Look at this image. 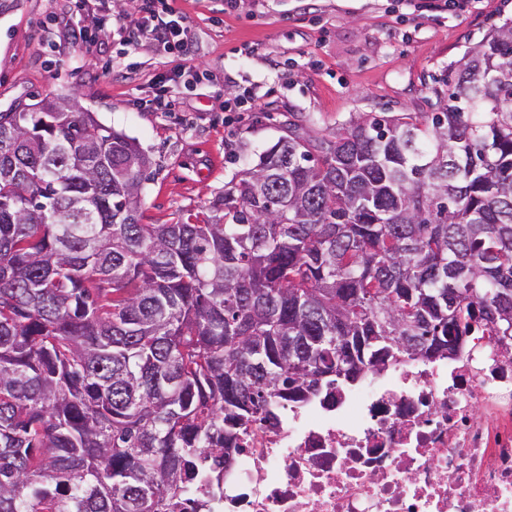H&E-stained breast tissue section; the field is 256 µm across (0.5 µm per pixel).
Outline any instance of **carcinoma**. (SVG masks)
I'll return each mask as SVG.
<instances>
[{
    "instance_id": "obj_1",
    "label": "carcinoma",
    "mask_w": 512,
    "mask_h": 512,
    "mask_svg": "<svg viewBox=\"0 0 512 512\" xmlns=\"http://www.w3.org/2000/svg\"><path fill=\"white\" fill-rule=\"evenodd\" d=\"M437 84L289 129L195 224L141 223L144 150L77 102L0 112V512H200L278 404L512 336V19Z\"/></svg>"
}]
</instances>
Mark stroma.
<instances>
[{"instance_id": "35a3bbf8", "label": "stroma", "mask_w": 512, "mask_h": 512, "mask_svg": "<svg viewBox=\"0 0 512 512\" xmlns=\"http://www.w3.org/2000/svg\"><path fill=\"white\" fill-rule=\"evenodd\" d=\"M173 0L184 51L126 44L138 0H0V112L77 98L138 140L152 166L142 183L146 224L196 222L224 186L296 124L326 137L351 114L436 111L435 80L503 19L512 0ZM97 35L74 59L79 33ZM179 105L145 108L159 85ZM249 91L245 111L225 101Z\"/></svg>"}]
</instances>
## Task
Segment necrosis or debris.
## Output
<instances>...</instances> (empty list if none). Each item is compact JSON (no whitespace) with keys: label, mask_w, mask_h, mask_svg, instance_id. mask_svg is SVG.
<instances>
[{"label":"necrosis or debris","mask_w":512,"mask_h":512,"mask_svg":"<svg viewBox=\"0 0 512 512\" xmlns=\"http://www.w3.org/2000/svg\"><path fill=\"white\" fill-rule=\"evenodd\" d=\"M224 471L220 512H512V352L484 335L281 404Z\"/></svg>","instance_id":"1"}]
</instances>
